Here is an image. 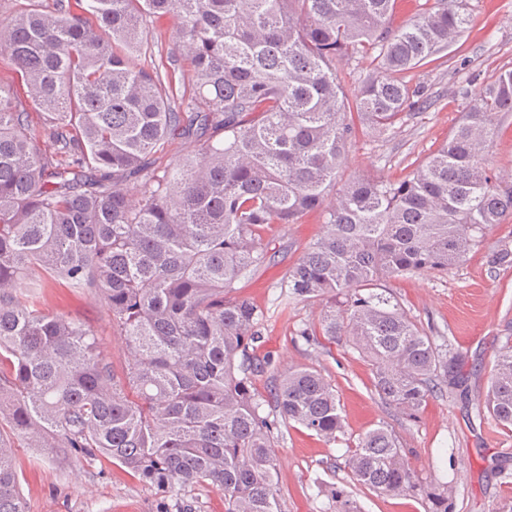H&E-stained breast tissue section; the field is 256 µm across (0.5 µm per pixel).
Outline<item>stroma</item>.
Returning <instances> with one entry per match:
<instances>
[{"label": "stroma", "instance_id": "obj_1", "mask_svg": "<svg viewBox=\"0 0 512 512\" xmlns=\"http://www.w3.org/2000/svg\"><path fill=\"white\" fill-rule=\"evenodd\" d=\"M474 21L469 35L447 51L445 63L432 62L406 73L405 81L424 86L434 107L405 116L383 139L358 138L346 175L371 172L404 177L448 137L465 109L463 87L471 79L487 84L512 70V0H469ZM319 214L300 223L274 227L267 234L266 261L236 283V293L263 309L267 322L261 353L278 369L312 366L336 389L345 436L354 440L384 424L398 436L411 467L425 483L452 485L453 512H512V429L476 412L494 365L497 338L512 321V268H492L502 245L512 246V221L499 225L466 261L442 276L425 273L397 278L388 287L436 343L449 344L463 360L468 394L438 390L418 417L405 419L374 393L373 372L359 353L324 338L306 341L298 327L318 324L321 302L287 304L285 276L304 247L322 230ZM47 310L89 325L111 353L115 372H123L128 353L100 303L88 293L54 283L42 290ZM275 451L280 458L277 493L283 512H331L324 487H343L355 512H430L422 497L387 496L351 481L344 467V445H328L296 424L281 426ZM14 453L29 512H167L168 494L143 485L126 468L99 456L76 454L64 462L38 461L37 449L15 438Z\"/></svg>", "mask_w": 512, "mask_h": 512}]
</instances>
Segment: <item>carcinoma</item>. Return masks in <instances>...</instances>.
<instances>
[{
	"mask_svg": "<svg viewBox=\"0 0 512 512\" xmlns=\"http://www.w3.org/2000/svg\"><path fill=\"white\" fill-rule=\"evenodd\" d=\"M395 0H28L0 20V60L47 115L43 134L0 86V416L43 455H104L164 493L224 491V512H282L274 430L295 423L326 443L345 433L331 382L314 367L275 378L274 419L254 387L265 311L232 296L268 252L265 232L324 213L288 268V303L321 301L301 328L373 366L375 394L417 417L439 383L466 395L460 357L413 322L386 283L446 273L512 218V178L488 153L512 112V71L474 85L461 120L398 180L358 175L334 202L348 148L383 138L431 102L403 74L469 29L466 0H425L392 27ZM173 20L151 69L148 24ZM370 62L352 95L340 60ZM191 72L190 93L176 97ZM191 144L164 175L151 158ZM81 289L105 309L129 361L122 376L94 331L46 311L22 285ZM482 411L512 426V321ZM359 485L420 494L386 426L346 448ZM0 512H28L13 444L0 431Z\"/></svg>",
	"mask_w": 512,
	"mask_h": 512,
	"instance_id": "carcinoma-1",
	"label": "carcinoma"
}]
</instances>
